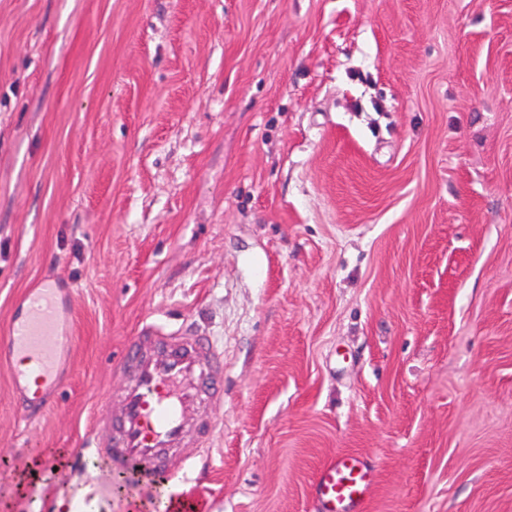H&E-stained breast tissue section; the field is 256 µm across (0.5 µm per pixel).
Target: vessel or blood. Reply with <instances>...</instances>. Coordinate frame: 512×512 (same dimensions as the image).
I'll return each instance as SVG.
<instances>
[{
    "label": "vessel or blood",
    "mask_w": 512,
    "mask_h": 512,
    "mask_svg": "<svg viewBox=\"0 0 512 512\" xmlns=\"http://www.w3.org/2000/svg\"><path fill=\"white\" fill-rule=\"evenodd\" d=\"M62 312L58 289H39L15 308L10 333L0 339V358L8 360L28 421L51 406L63 384L56 371ZM120 366L129 374L120 411L94 417L98 436L89 448L139 487L181 482L184 468L205 452L206 394L224 380L222 349L191 329L149 323L133 336ZM375 486L361 455L339 452L321 465L312 489L320 512H366Z\"/></svg>",
    "instance_id": "1"
}]
</instances>
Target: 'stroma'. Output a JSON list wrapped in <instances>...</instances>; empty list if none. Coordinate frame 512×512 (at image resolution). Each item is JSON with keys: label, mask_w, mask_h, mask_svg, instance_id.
<instances>
[{"label": "stroma", "mask_w": 512, "mask_h": 512, "mask_svg": "<svg viewBox=\"0 0 512 512\" xmlns=\"http://www.w3.org/2000/svg\"><path fill=\"white\" fill-rule=\"evenodd\" d=\"M49 284L0 512H158L86 448L145 323L224 348L200 512H317L342 450L369 512H512V0H0V337ZM62 312L59 289L40 288L15 308L9 336L0 340V360L7 354L13 390L27 421L45 412L63 385L55 369Z\"/></svg>", "instance_id": "obj_1"}]
</instances>
